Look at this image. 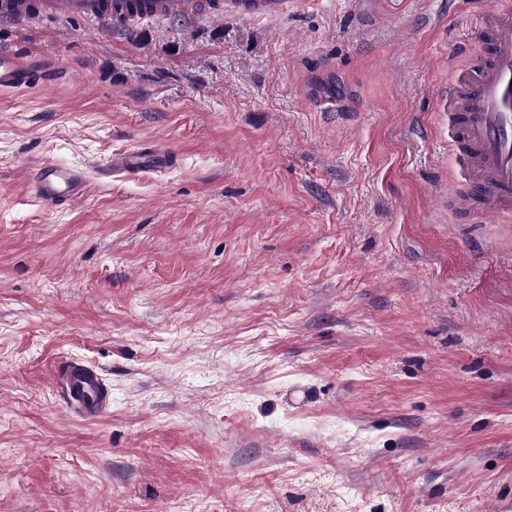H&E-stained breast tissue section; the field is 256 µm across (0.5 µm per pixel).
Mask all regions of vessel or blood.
<instances>
[{
  "label": "vessel or blood",
  "instance_id": "obj_1",
  "mask_svg": "<svg viewBox=\"0 0 512 512\" xmlns=\"http://www.w3.org/2000/svg\"><path fill=\"white\" fill-rule=\"evenodd\" d=\"M291 0H216L203 4L205 16L218 17L231 10L245 17H275L288 10ZM101 0H0V16L29 20L35 17L103 16ZM477 31L484 53L462 66L440 99L448 114V137L458 145L457 172L467 189L452 200L457 214L481 208L498 213L512 207V6L495 5L479 12ZM70 74L58 61L16 48L0 47V91L52 88L68 82ZM176 155L148 145L117 153L107 163L113 175L134 176L173 166ZM90 188L85 169L46 164L28 182L35 199L66 206L84 197ZM55 384L67 411L85 420L100 418L108 409L103 379L92 367L73 363L61 369Z\"/></svg>",
  "mask_w": 512,
  "mask_h": 512
}]
</instances>
